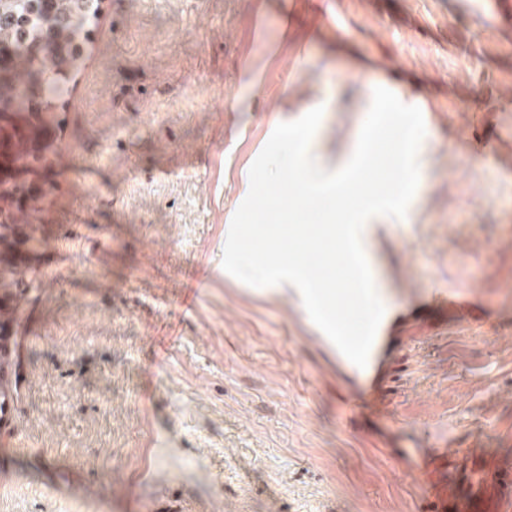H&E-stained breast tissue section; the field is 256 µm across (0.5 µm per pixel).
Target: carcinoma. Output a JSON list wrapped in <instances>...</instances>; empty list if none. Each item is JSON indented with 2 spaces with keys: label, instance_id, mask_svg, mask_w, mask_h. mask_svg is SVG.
I'll use <instances>...</instances> for the list:
<instances>
[{
  "label": "carcinoma",
  "instance_id": "1",
  "mask_svg": "<svg viewBox=\"0 0 512 512\" xmlns=\"http://www.w3.org/2000/svg\"><path fill=\"white\" fill-rule=\"evenodd\" d=\"M102 0H0V130L24 173L0 178V205H17L13 220L29 223L23 201L47 168L38 166L49 149L55 110L71 93L83 59L79 35Z\"/></svg>",
  "mask_w": 512,
  "mask_h": 512
}]
</instances>
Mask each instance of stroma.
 Listing matches in <instances>:
<instances>
[{
  "mask_svg": "<svg viewBox=\"0 0 512 512\" xmlns=\"http://www.w3.org/2000/svg\"><path fill=\"white\" fill-rule=\"evenodd\" d=\"M492 0H102L16 288L0 512H431L512 461V27ZM251 63L258 85L244 90ZM375 82H368L366 73ZM429 111L369 241L394 330L349 362L295 290L225 273L249 168L317 86L336 154L388 73ZM475 292L491 313L441 307ZM417 476L425 484V491L434 510H440L448 504V501L456 497L457 493L452 484L447 485L436 481L429 471L419 470Z\"/></svg>",
  "mask_w": 512,
  "mask_h": 512,
  "instance_id": "35a3bbf8",
  "label": "stroma"
}]
</instances>
